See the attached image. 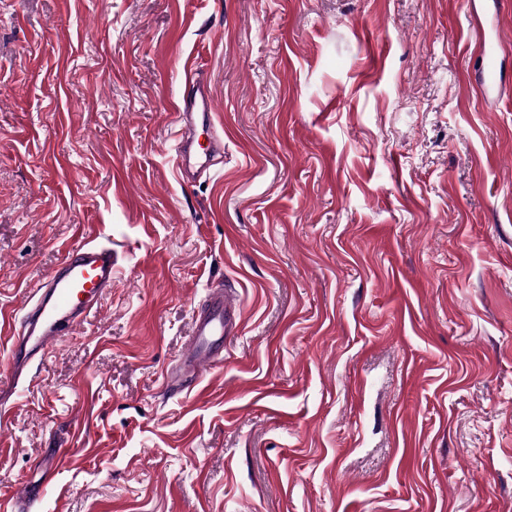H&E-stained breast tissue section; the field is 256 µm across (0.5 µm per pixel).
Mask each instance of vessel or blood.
<instances>
[{"instance_id":"b4317fda","label":"vessel or blood","mask_w":512,"mask_h":512,"mask_svg":"<svg viewBox=\"0 0 512 512\" xmlns=\"http://www.w3.org/2000/svg\"><path fill=\"white\" fill-rule=\"evenodd\" d=\"M468 14L482 57L475 82L485 96L505 82L500 63L503 46L478 23L475 0H470ZM185 80L192 83L193 92L173 103L172 118L182 130L175 156L181 179L186 182L200 157H214L224 145L214 137L200 142L199 127L210 125L214 116L211 88L196 67L187 69ZM113 265L111 243L91 239L64 248L31 303L25 326H17L16 310L0 309V335L7 337L9 343L7 364L0 369L1 396L11 395L17 386L30 352L46 353L71 335L111 293ZM241 330V309L231 285L211 283L204 304L195 308L192 315V341L180 356L185 370L197 376L204 368L220 366L225 342Z\"/></svg>"}]
</instances>
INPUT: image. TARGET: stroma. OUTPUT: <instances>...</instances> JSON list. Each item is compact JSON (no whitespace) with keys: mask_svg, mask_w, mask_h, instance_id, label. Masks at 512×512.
<instances>
[{"mask_svg":"<svg viewBox=\"0 0 512 512\" xmlns=\"http://www.w3.org/2000/svg\"><path fill=\"white\" fill-rule=\"evenodd\" d=\"M464 0H0V307L113 287L0 423L24 512H512V94ZM201 67L224 156L183 186ZM243 330L166 389L209 283ZM468 14L472 26L471 30L467 29L465 36L470 38L473 33L479 44L482 60L475 82L482 97H486L490 92L501 88L505 84L500 63V55L504 49L503 45L487 34L484 27L478 22L477 5L475 2H468Z\"/></svg>","mask_w":512,"mask_h":512,"instance_id":"35a3bbf8","label":"stroma"}]
</instances>
